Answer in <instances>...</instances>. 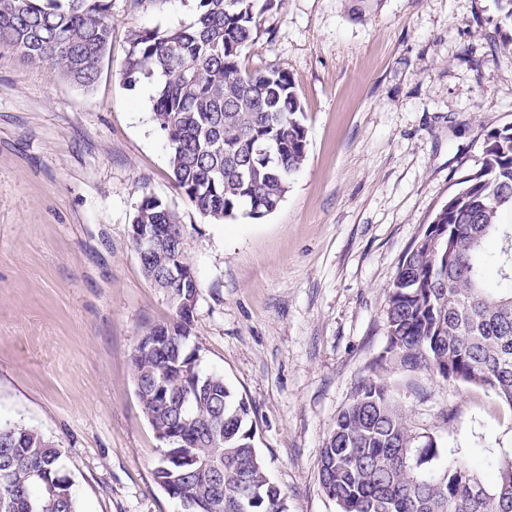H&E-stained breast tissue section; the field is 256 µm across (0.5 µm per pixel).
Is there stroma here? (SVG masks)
Returning a JSON list of instances; mask_svg holds the SVG:
<instances>
[{
  "instance_id": "35a3bbf8",
  "label": "stroma",
  "mask_w": 512,
  "mask_h": 512,
  "mask_svg": "<svg viewBox=\"0 0 512 512\" xmlns=\"http://www.w3.org/2000/svg\"><path fill=\"white\" fill-rule=\"evenodd\" d=\"M197 0H112L96 83L0 50V420L62 451L79 512H179L155 482L162 448L135 391L143 326L170 319L129 236L143 195L180 216L199 282L201 367L250 404L288 512H337L318 460L387 346L388 291L409 244L485 139L512 127V19L501 0H276L250 71L290 75L306 159L277 210L209 223L175 187L155 87L120 77L131 30L188 22ZM382 377L435 467L486 480L512 448V407L420 370Z\"/></svg>"
}]
</instances>
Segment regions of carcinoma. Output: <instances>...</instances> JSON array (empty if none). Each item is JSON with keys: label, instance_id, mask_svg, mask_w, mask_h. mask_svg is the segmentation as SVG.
Returning <instances> with one entry per match:
<instances>
[{"label": "carcinoma", "instance_id": "1", "mask_svg": "<svg viewBox=\"0 0 512 512\" xmlns=\"http://www.w3.org/2000/svg\"><path fill=\"white\" fill-rule=\"evenodd\" d=\"M255 0H198L194 19L134 31L121 71L132 87L156 83L154 121L175 185L212 224L242 206L262 218L288 192L306 158L308 130L292 79L270 65L249 72L245 50L257 29ZM112 0H0V48L92 86L112 39ZM412 241L388 293L384 365L424 369L444 380L490 388L512 407V128L487 136L481 167L459 182ZM132 223L157 224L165 241L140 257L172 319L146 328L131 357L136 394L159 432L157 484L182 512H287L281 489L255 446L251 408L224 377L201 370L190 346L194 316L177 308L187 292L165 277L188 259L184 225L165 201L146 194ZM495 237L499 248L485 250ZM168 342L152 346L159 328ZM431 437L420 439L379 380L358 385L321 448L318 474L338 512H512V448L485 482L471 462L444 469ZM224 471V483L204 464ZM0 512H78L61 449L39 431L0 424Z\"/></svg>", "mask_w": 512, "mask_h": 512}]
</instances>
